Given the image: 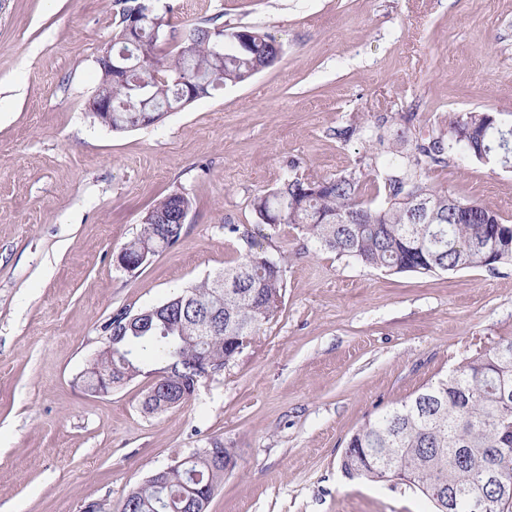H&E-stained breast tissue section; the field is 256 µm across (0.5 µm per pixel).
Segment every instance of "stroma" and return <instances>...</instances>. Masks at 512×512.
Listing matches in <instances>:
<instances>
[{
    "instance_id": "1",
    "label": "stroma",
    "mask_w": 512,
    "mask_h": 512,
    "mask_svg": "<svg viewBox=\"0 0 512 512\" xmlns=\"http://www.w3.org/2000/svg\"><path fill=\"white\" fill-rule=\"evenodd\" d=\"M171 25L261 29L280 60L156 124L94 122L112 0H0V512H120L178 456L235 449L207 512H433L402 483L346 477L366 422L476 349L512 336V264L393 273L257 223L290 164L332 178L383 127L387 147L458 111L512 126V0H162ZM355 124L358 138L337 130ZM431 184L512 224V169L465 154ZM190 210L177 244L135 273L116 261L151 205ZM239 225L241 236L224 227ZM286 257L279 313L184 406L149 414L138 378L82 375L121 310L161 304L249 243Z\"/></svg>"
}]
</instances>
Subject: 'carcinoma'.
<instances>
[{"label":"carcinoma","mask_w":512,"mask_h":512,"mask_svg":"<svg viewBox=\"0 0 512 512\" xmlns=\"http://www.w3.org/2000/svg\"><path fill=\"white\" fill-rule=\"evenodd\" d=\"M113 0L117 31L112 51L124 50L131 70L125 78L107 79L98 71L95 90L112 96V131L141 127L151 109L181 110L180 90L203 87L209 96L228 85L249 81L259 67H272L281 47L252 27L189 25L176 50L160 53L159 40L169 33L171 7L155 0H138L143 10L141 33L129 43L121 8ZM462 148L470 157L503 169L512 168V127L503 129L486 112L454 114L448 132L414 136L404 160L395 162L369 151L378 205L364 199L363 173L350 171L335 178L288 175L282 185L255 196L252 211L272 229L286 224L315 246L351 257L364 265L399 272L429 274L464 269H493L512 264V225L476 201L462 200L429 184L430 174L448 166ZM193 207L189 196L171 193L146 213L141 233L124 244L134 258L143 245L160 253L180 238V205ZM285 257L272 258L249 248L224 268V288L206 279L169 298L173 312L137 319L124 328L110 352L102 351L86 373L89 387L116 369L149 372L154 365L165 376L151 386L142 408L147 413L178 407L197 376L203 359L229 363L242 339H253L279 312ZM224 308V326L203 333L201 313ZM351 456L340 461L351 478L381 482L388 463L404 473L403 483L431 498L438 488H476L489 458L512 479V337L477 351L453 374L429 384L417 394L368 421L349 439ZM224 470L206 449L183 456L181 466L155 492L128 504L120 512H186L192 491L218 486Z\"/></svg>","instance_id":"obj_1"}]
</instances>
